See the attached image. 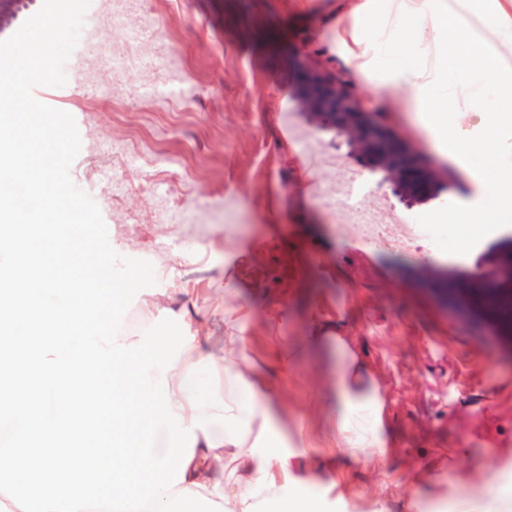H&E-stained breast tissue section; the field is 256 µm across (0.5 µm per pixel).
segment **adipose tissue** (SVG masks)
<instances>
[{"label": "adipose tissue", "instance_id": "ef3b65f1", "mask_svg": "<svg viewBox=\"0 0 512 512\" xmlns=\"http://www.w3.org/2000/svg\"><path fill=\"white\" fill-rule=\"evenodd\" d=\"M396 11L419 21V33L401 40L404 56L392 74L396 88L404 91L419 111H460L463 85L484 101L489 121L481 136L468 140L472 151L485 152L491 168L512 176V0H392ZM447 35L440 66H415L413 54L421 49L427 32ZM161 277L173 282L167 296L170 308L194 330V340L183 348L175 368L150 377L166 376L171 407L191 416L186 391L180 384L193 363L214 360L219 373V395L234 415L248 421L241 445L231 444L217 423L196 431L192 457L185 469L183 487L224 506L226 512H320L316 500L297 494L305 478L294 471V451L278 425L277 392L249 355V339L233 311L216 308L224 322V345L214 348L208 321L196 319L182 298L188 284L177 281L172 270ZM339 423L351 451L378 445L383 428V402L366 379L355 355L345 354L330 375ZM502 485L488 479L478 486H457L452 491L460 512H500Z\"/></svg>", "mask_w": 512, "mask_h": 512}]
</instances>
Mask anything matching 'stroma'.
<instances>
[{
	"instance_id": "obj_1",
	"label": "stroma",
	"mask_w": 512,
	"mask_h": 512,
	"mask_svg": "<svg viewBox=\"0 0 512 512\" xmlns=\"http://www.w3.org/2000/svg\"><path fill=\"white\" fill-rule=\"evenodd\" d=\"M353 5L150 0L156 38L140 42V15L111 23V4L97 0L96 32L75 49L88 59L84 81L71 75L36 93L74 117L81 156L134 144L120 169L70 173L119 255L179 270L199 317L216 302L238 311L260 371L275 368L280 344L291 347L279 412L301 465L321 474L305 493L323 498L324 512H417L421 500L449 512L463 481L492 477L512 494V340L487 335V300L457 316L421 286L418 268L466 278L485 254L512 246V223L497 196L501 172L434 135L427 113L391 88L393 45L372 36L391 26L388 0H369L361 16ZM299 50L344 74L447 177L444 201L404 208L340 139L306 122L291 99ZM173 61L194 95L170 104L157 88ZM340 164L360 171L356 208L383 226L382 240L339 226ZM415 216L452 225L453 243L425 251L404 232ZM314 315L366 363L384 402L383 447L349 452L308 340Z\"/></svg>"
}]
</instances>
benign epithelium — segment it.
I'll return each mask as SVG.
<instances>
[{"mask_svg":"<svg viewBox=\"0 0 512 512\" xmlns=\"http://www.w3.org/2000/svg\"><path fill=\"white\" fill-rule=\"evenodd\" d=\"M21 0H0V31L18 18ZM300 72L292 87L298 110L315 129L335 134L348 154L361 161L370 173L380 177V186L388 188L397 202L406 207L427 204L448 190L440 175L424 164L382 120L381 115L364 107L336 74L321 68L301 52L297 56ZM434 284L445 292L458 293L464 282L440 273L432 265L422 266ZM469 279L481 283L484 290L498 289L500 283L512 284V250L489 253L469 273Z\"/></svg>","mask_w":512,"mask_h":512,"instance_id":"1","label":"benign epithelium"}]
</instances>
